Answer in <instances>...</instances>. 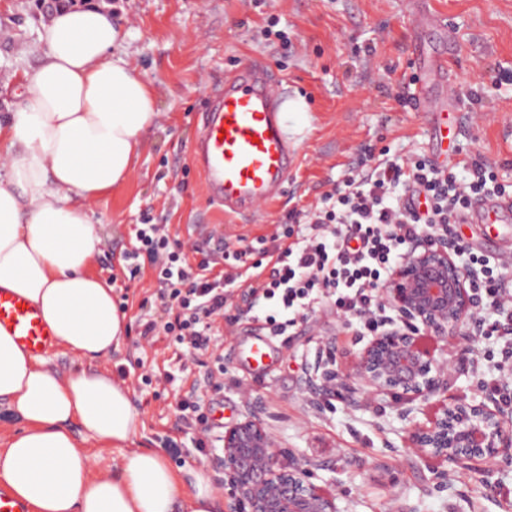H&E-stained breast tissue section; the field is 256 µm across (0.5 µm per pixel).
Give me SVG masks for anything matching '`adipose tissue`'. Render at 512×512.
<instances>
[{"mask_svg":"<svg viewBox=\"0 0 512 512\" xmlns=\"http://www.w3.org/2000/svg\"><path fill=\"white\" fill-rule=\"evenodd\" d=\"M120 40L106 9L57 11L20 105L0 120V288L90 363L60 377L0 332V408L23 424L0 439V488L30 512H214L203 474L185 489L161 451L135 447L128 388L92 365L128 331L112 286L89 270L101 244L92 205L128 179L159 118L151 81L112 59ZM87 440L123 449L113 472L94 470Z\"/></svg>","mask_w":512,"mask_h":512,"instance_id":"ef3b65f1","label":"adipose tissue"}]
</instances>
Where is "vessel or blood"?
<instances>
[{
  "mask_svg": "<svg viewBox=\"0 0 512 512\" xmlns=\"http://www.w3.org/2000/svg\"><path fill=\"white\" fill-rule=\"evenodd\" d=\"M419 58L425 79L414 88L411 98L419 111L431 118L429 131L436 141L448 128L441 114L454 102L446 84L448 58L425 52ZM285 104L279 77L261 62L241 67L212 93L193 146L192 161L204 176L209 198L226 214L249 217L261 205L281 197L296 159L284 128ZM510 212L512 199L501 197L491 208H472L466 219L472 224L491 219L500 223ZM0 331L14 336L35 356L58 342L35 307L1 289ZM271 351V336L257 330L250 350L255 367L264 366Z\"/></svg>",
  "mask_w": 512,
  "mask_h": 512,
  "instance_id": "vessel-or-blood-1",
  "label": "vessel or blood"
}]
</instances>
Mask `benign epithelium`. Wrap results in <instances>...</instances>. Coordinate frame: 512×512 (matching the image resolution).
Returning <instances> with one entry per match:
<instances>
[{
  "label": "benign epithelium",
  "mask_w": 512,
  "mask_h": 512,
  "mask_svg": "<svg viewBox=\"0 0 512 512\" xmlns=\"http://www.w3.org/2000/svg\"><path fill=\"white\" fill-rule=\"evenodd\" d=\"M459 253L446 236L422 235L409 243L379 290L396 318L354 355L345 376L356 383L350 406L395 396L410 425L420 403L437 399L441 407L430 425L411 429L412 447L423 458L470 471L478 460L512 458V410L489 399L448 401V362L418 339L422 331L444 343L473 344L479 336L480 300ZM333 363L317 362L310 376L312 391L321 396L336 392L345 377ZM218 441L209 466L214 482L231 490V512H341L335 496L308 480L307 461L278 448L255 408Z\"/></svg>",
  "instance_id": "benign-epithelium-1"
}]
</instances>
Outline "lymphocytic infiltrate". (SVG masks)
I'll list each match as a JSON object with an SVG mask.
<instances>
[{
	"mask_svg": "<svg viewBox=\"0 0 512 512\" xmlns=\"http://www.w3.org/2000/svg\"><path fill=\"white\" fill-rule=\"evenodd\" d=\"M488 168L476 162L462 170L418 160L378 161L352 173L324 192L305 225H279L258 243L222 232H200L193 243L172 238L167 225L143 221L134 227V243L122 254L129 279L151 269L149 302L158 317L139 321L147 345L172 348L180 371L202 367L178 402L180 420L198 430L195 445L207 447L209 418L203 391L224 388V351L216 341L222 323H236L229 298L240 292L270 336H286L313 300L332 301L354 316L362 331L379 330V288L421 231L457 238L460 213L473 195L489 191ZM473 283L486 310L500 312L492 332L512 337V300L502 282L512 273L507 263L468 253Z\"/></svg>",
	"mask_w": 512,
	"mask_h": 512,
	"instance_id": "1",
	"label": "lymphocytic infiltrate"
}]
</instances>
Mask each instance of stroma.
<instances>
[{"label":"stroma","mask_w":512,"mask_h":512,"mask_svg":"<svg viewBox=\"0 0 512 512\" xmlns=\"http://www.w3.org/2000/svg\"><path fill=\"white\" fill-rule=\"evenodd\" d=\"M421 1L433 24L420 21L414 0H110L123 34L113 55L151 80L159 119L129 179L93 206L104 235L92 271L131 299L126 339L96 365L113 372L142 360L151 384L125 380L142 414L136 442L164 450L185 486L207 469L208 453L196 448L194 431L180 428L175 407L186 387L164 379L169 351L136 344L138 303L150 294L151 279L131 283L123 272L121 254L135 224L146 218L166 224L184 240L195 237L196 225H219L225 235L254 240L287 217L304 223L320 194L351 168L395 156L438 166L447 149L483 161L499 183L512 185V0ZM50 17L42 0H0V116L17 103L22 73L39 63ZM272 22L286 40H266ZM417 43L448 54L456 110L443 147L430 141L423 113L399 96L419 78ZM257 59L306 109L284 115L297 160L281 199L245 221L224 215L208 198L190 151L212 88ZM461 232L476 253L495 258L512 249V223L465 224ZM251 329L245 319L224 328V389L204 397L215 408L212 435L236 423L251 397L280 446L307 458L310 481L335 493L341 512H512V462L496 461L483 473L450 471L411 447L395 398L354 408L346 388L330 396L310 392L318 356L334 354L344 373L367 342L357 319L320 303L259 375L240 363ZM504 345L483 337L476 362L449 345L455 364L449 397L480 400L491 395L487 381L511 383L512 375L498 370ZM171 439L176 447H168Z\"/></svg>","instance_id":"35a3bbf8"}]
</instances>
